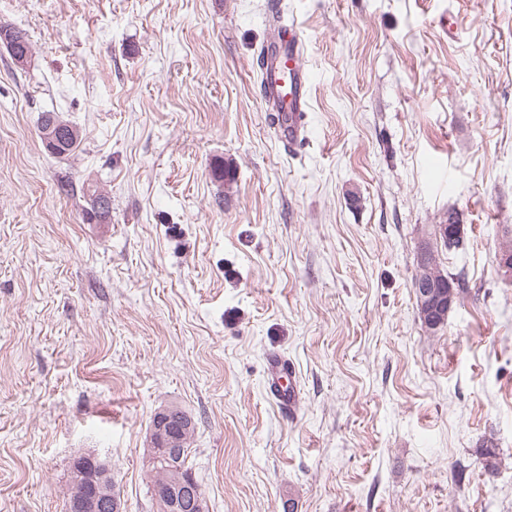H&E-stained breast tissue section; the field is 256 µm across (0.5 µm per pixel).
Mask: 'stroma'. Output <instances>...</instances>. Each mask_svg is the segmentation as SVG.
<instances>
[{
	"mask_svg": "<svg viewBox=\"0 0 512 512\" xmlns=\"http://www.w3.org/2000/svg\"><path fill=\"white\" fill-rule=\"evenodd\" d=\"M280 17L311 78L293 154L256 93L265 0H0L33 43L24 70L0 44V512H67L81 453L156 512L170 405L210 512H512V0ZM45 112L74 152L44 148ZM452 213L464 243L439 260L471 293L430 331L412 281ZM54 119L60 120L55 112H45L42 114L40 118V122L38 125V133L39 137L44 141L43 133L46 131ZM62 121V120H60ZM64 122V121H62ZM67 126V131L65 134L64 142L56 151H51L47 146V148L55 155H67L71 153L79 144V130L72 124L64 122ZM45 142V141H44ZM272 368L276 374V381L274 382V388L271 389V394L276 400L280 409L285 412L292 413L295 411L298 400V392L296 387L292 384L288 378V382L285 380V366L281 361L274 360ZM179 419L173 417L171 422L170 411L167 408L159 409L153 416V422L150 427L149 440L146 451V462L150 468L158 466L159 461L163 458H167L168 463L173 464L172 458L177 456L179 449L181 448L182 455L180 460L177 462V467L182 473H190L192 475L191 467L188 466V453L189 443L185 444V447H178L179 441L177 436L171 433V425L177 427ZM171 422V424H170ZM158 448H165L167 454L164 457H160L158 454ZM193 476V475H192Z\"/></svg>",
	"mask_w": 512,
	"mask_h": 512,
	"instance_id": "stroma-1",
	"label": "stroma"
}]
</instances>
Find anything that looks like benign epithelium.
Segmentation results:
<instances>
[{
    "label": "benign epithelium",
    "instance_id": "7a95c632",
    "mask_svg": "<svg viewBox=\"0 0 512 512\" xmlns=\"http://www.w3.org/2000/svg\"><path fill=\"white\" fill-rule=\"evenodd\" d=\"M453 230V225L436 224L432 238L424 240L421 245L420 260L425 269L418 292L421 316L423 320L438 327L447 323L448 315L456 303V294L448 278L428 266L427 258L432 241H440ZM178 444L177 436L171 433L170 411L166 408L156 411L146 451L148 466L152 468L162 460L158 454L160 448L167 450L165 458L172 461L179 451ZM69 470L68 512H122L119 498L112 495V472L95 455L81 454L74 457ZM182 505L189 506L192 512H209L207 498L194 478L180 475L169 486L163 512H174Z\"/></svg>",
    "mask_w": 512,
    "mask_h": 512
}]
</instances>
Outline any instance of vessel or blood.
Instances as JSON below:
<instances>
[{
  "label": "vessel or blood",
  "instance_id": "obj_1",
  "mask_svg": "<svg viewBox=\"0 0 512 512\" xmlns=\"http://www.w3.org/2000/svg\"><path fill=\"white\" fill-rule=\"evenodd\" d=\"M265 57L263 79L260 83L261 97L270 105L281 108L282 117L275 126L279 140L288 148H295L304 138L303 118L308 110L306 85L308 72L303 58V42L297 34H289L277 48L263 46ZM276 381L271 391L280 409L294 412L298 392L292 382L285 379V366L273 361Z\"/></svg>",
  "mask_w": 512,
  "mask_h": 512
}]
</instances>
